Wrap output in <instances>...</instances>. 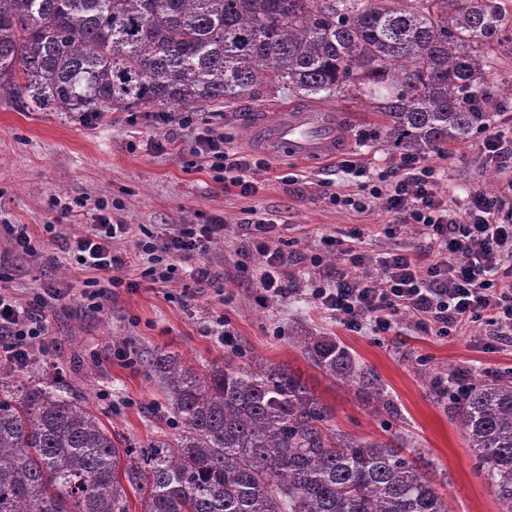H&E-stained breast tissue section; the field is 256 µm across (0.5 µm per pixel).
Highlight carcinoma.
<instances>
[{
    "mask_svg": "<svg viewBox=\"0 0 512 512\" xmlns=\"http://www.w3.org/2000/svg\"><path fill=\"white\" fill-rule=\"evenodd\" d=\"M499 0H0V93L23 111H191L260 89L374 101L388 142L424 157L492 121L486 46ZM325 376L389 404L335 341L295 336ZM177 435L125 444L89 407L0 364V512H451L404 438L368 441L279 365L239 354L201 373L147 361ZM501 512H512V377L451 401Z\"/></svg>",
    "mask_w": 512,
    "mask_h": 512,
    "instance_id": "carcinoma-1",
    "label": "carcinoma"
}]
</instances>
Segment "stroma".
<instances>
[{"mask_svg":"<svg viewBox=\"0 0 512 512\" xmlns=\"http://www.w3.org/2000/svg\"><path fill=\"white\" fill-rule=\"evenodd\" d=\"M482 79L490 91L494 129H512V106L501 103L499 89L512 81V40L485 51ZM286 93H260L203 107L192 124L158 125L141 116L113 111L94 125H83L57 112H22L0 96V254L8 255L10 224L30 225L40 235L36 257H10L0 269V287L19 300L38 289L70 285L68 299L47 309L49 343L28 362L45 383L85 400L113 433L133 444L153 438L166 428L168 401L151 376L146 359L165 352L204 370L237 352L301 375L332 409V427L361 440L386 441L407 437L421 448L439 479V491L452 512H499L500 504L447 398L440 388L454 374L471 371L495 376L512 371V342L494 340L484 323L469 324L447 336L415 328L401 315L386 335L352 331L336 317L316 308L307 297L312 277L333 275L344 264L343 254L328 247L334 237L357 248L364 269L378 275V261L390 249L422 244L420 228L392 238L391 219L380 208L359 213L332 202L326 184L355 196L357 183L340 168L341 160L369 170L388 166L394 148L385 139L384 119L354 95L320 102L323 110L344 115L345 145L338 158L298 160L268 157L254 150L255 122L273 120L293 106ZM224 136V150L248 165L264 161L270 173L260 174L255 194L216 183L197 151L210 132ZM164 149H156L158 141ZM478 139L449 144L446 155H430L440 173V190L448 198L464 197L470 188L497 191L501 176L478 149ZM105 201L113 221L141 224L164 234L173 224H206L219 218L225 236L198 256L224 282L223 290L197 285L188 277L165 284L142 279L135 268L121 270L124 288L93 310L79 300L78 270L62 259L56 242L43 233L46 224L67 231L69 219L54 199ZM267 214L280 225V247L287 255V297L260 304L244 272H256L259 255L238 250L245 224ZM327 336L347 346L371 368L389 393V408H376L356 387L331 379L307 362L289 343L297 332Z\"/></svg>","mask_w":512,"mask_h":512,"instance_id":"1","label":"stroma"}]
</instances>
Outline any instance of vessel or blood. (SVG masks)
I'll return each instance as SVG.
<instances>
[{
	"label": "vessel or blood",
	"mask_w": 512,
	"mask_h": 512,
	"mask_svg": "<svg viewBox=\"0 0 512 512\" xmlns=\"http://www.w3.org/2000/svg\"><path fill=\"white\" fill-rule=\"evenodd\" d=\"M337 113L320 109H286L256 128L255 144L265 154H291L300 158L324 159L342 149L338 138Z\"/></svg>",
	"instance_id": "obj_1"
}]
</instances>
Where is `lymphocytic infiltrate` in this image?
<instances>
[{"instance_id": "obj_1", "label": "lymphocytic infiltrate", "mask_w": 512, "mask_h": 512, "mask_svg": "<svg viewBox=\"0 0 512 512\" xmlns=\"http://www.w3.org/2000/svg\"><path fill=\"white\" fill-rule=\"evenodd\" d=\"M214 178L239 187L241 194L256 193L258 181L244 174L239 160L224 151L223 135H209L200 143ZM342 170L359 178L361 196L345 198L358 211L371 206L391 214L390 235L415 224L424 234L415 250L394 249L381 258L379 277L360 276L363 256L344 248V269L330 281L312 279L309 298L317 308L340 317L353 329L371 326L391 332L399 314L410 315L417 326L438 336L470 322L484 321L495 335H512V180L499 193L472 189L460 209L448 206L439 187V172L420 157L401 155L374 173L343 161ZM92 223L76 225L64 235L61 249L88 271L82 295L98 299L115 293L124 281L117 272L138 265L141 275L155 283L173 278L177 263L204 254L225 231L222 220L208 224H179L161 236L139 235L134 225L113 222L104 202L95 205ZM239 250L259 254L262 268L256 278L260 303L285 296L286 260L275 240L279 227L262 218L246 225ZM130 238L132 253L117 251L114 241ZM67 293L47 287L27 302L0 291V351L25 367L30 353L47 340L45 309L66 299Z\"/></svg>"}]
</instances>
